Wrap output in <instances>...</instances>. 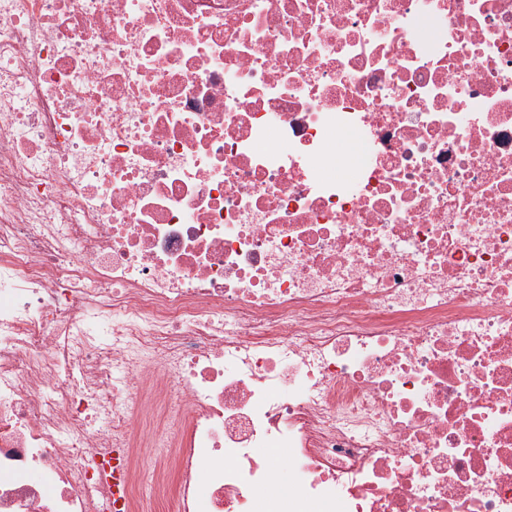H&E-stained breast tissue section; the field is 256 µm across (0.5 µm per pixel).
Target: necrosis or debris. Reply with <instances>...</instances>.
Instances as JSON below:
<instances>
[{"label": "necrosis or debris", "mask_w": 512, "mask_h": 512, "mask_svg": "<svg viewBox=\"0 0 512 512\" xmlns=\"http://www.w3.org/2000/svg\"><path fill=\"white\" fill-rule=\"evenodd\" d=\"M116 448L123 512H512V0H0V512ZM167 490L168 478L163 472L144 475L138 488L143 512H166Z\"/></svg>", "instance_id": "obj_1"}]
</instances>
